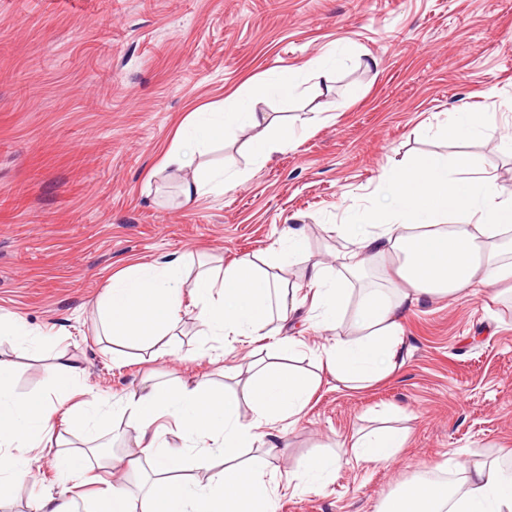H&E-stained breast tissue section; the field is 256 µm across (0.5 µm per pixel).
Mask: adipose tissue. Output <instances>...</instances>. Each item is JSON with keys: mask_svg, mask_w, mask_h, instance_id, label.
I'll return each mask as SVG.
<instances>
[{"mask_svg": "<svg viewBox=\"0 0 512 512\" xmlns=\"http://www.w3.org/2000/svg\"><path fill=\"white\" fill-rule=\"evenodd\" d=\"M235 127L263 130L253 148L257 163L296 143L287 128H272L267 113L246 105L231 112L193 113L176 131L162 162L163 170L179 174L183 202L245 179L242 171L212 172L194 164L196 150ZM389 185L387 205L345 225L354 248L338 261L352 274L371 262L388 265L401 286L390 294L376 289L364 295L353 313L362 336L328 340L318 354L320 364L351 389L367 388L403 365L401 321L410 306L465 288L512 281V262L501 261L497 245L512 225V195H503L493 176L464 156L451 164L430 156L416 168L394 172ZM452 215L458 223L449 232L444 225ZM275 266L271 272L244 257L222 273H197L189 285L178 263L138 266L107 285L98 308L101 331L112 340L137 343L172 335L180 321L181 290L187 285L204 335L266 336L272 321L288 322L304 304L297 288L279 273L283 261ZM309 279L320 324L336 323L347 305L346 288L329 280L319 266L312 267ZM297 347L291 337L276 341L267 362L238 390L219 389L207 380L175 385L147 381L113 403V411L134 422L141 436L137 448L100 457L97 467L110 474L148 475L150 485L135 495L106 484L93 512H270L276 488L266 478L264 462H243L239 456L261 441L275 445V425L296 422L318 387V379L290 367ZM11 374V363L0 361V482H24L35 463L48 455L61 460L65 478L84 471L81 454L52 445L56 402L71 392L75 375L68 359L58 357L54 388L44 395H17ZM245 402L253 410L248 419L241 415ZM163 416L174 420L186 448L222 461V468L202 482H183L178 473L186 463L184 454L158 442L151 431ZM404 442L402 429L382 426L353 434L344 455L365 463L385 462ZM381 512H512V468L496 461L476 463L454 490L442 480L419 479L387 498Z\"/></svg>", "mask_w": 512, "mask_h": 512, "instance_id": "obj_1", "label": "adipose tissue"}]
</instances>
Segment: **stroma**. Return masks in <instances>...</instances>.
<instances>
[{"label":"stroma","instance_id":"35a3bbf8","mask_svg":"<svg viewBox=\"0 0 512 512\" xmlns=\"http://www.w3.org/2000/svg\"><path fill=\"white\" fill-rule=\"evenodd\" d=\"M376 68H365L367 58ZM329 68L334 96L261 92L281 69ZM245 102L300 132L293 150L253 163L259 130L214 143L202 167L245 169L243 183L179 204L178 181L157 175L176 129L194 112ZM483 113L480 135L443 125L459 106ZM465 154L512 193V0H0V315L23 320L41 347L0 335L14 392H47L55 355L78 368L75 399L60 400L56 433L93 458L122 454L137 433L105 416L96 438L72 435L76 401L113 403L147 377L217 385L244 381L269 339L201 335L190 293L174 335L115 350L95 303L110 277L138 263L178 261L185 279L244 256L270 257L290 224L306 253L284 276L307 285L310 265L339 273L343 225L379 202L385 171ZM382 269L347 275L349 312L334 331L298 314L285 335L293 364L321 383L297 422L280 423L269 475L301 473L316 453H339L360 429L396 412L408 438L387 463H341L319 487L278 489L274 512H377L397 486L462 479L475 462L512 463V291L466 290L414 306L403 323L401 369L352 391L319 371L329 334H354L350 312ZM0 490V512H31L42 493L72 494L88 512L91 487L65 490L60 470Z\"/></svg>","mask_w":512,"mask_h":512}]
</instances>
